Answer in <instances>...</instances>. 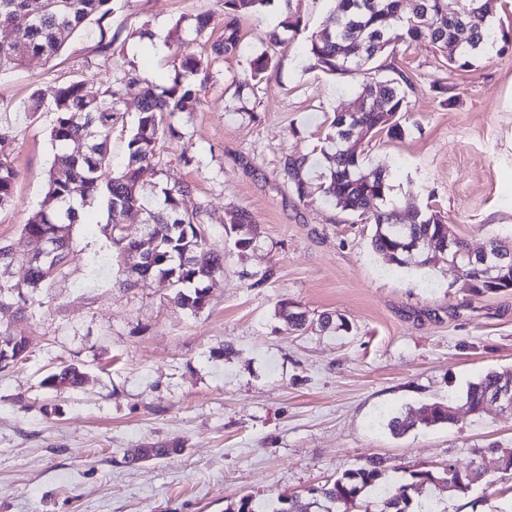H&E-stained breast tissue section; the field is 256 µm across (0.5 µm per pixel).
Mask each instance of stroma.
Segmentation results:
<instances>
[{"instance_id":"1","label":"stroma","mask_w":512,"mask_h":512,"mask_svg":"<svg viewBox=\"0 0 512 512\" xmlns=\"http://www.w3.org/2000/svg\"><path fill=\"white\" fill-rule=\"evenodd\" d=\"M333 9L332 0H272L260 13L227 10L224 0H113V56L98 53L91 23L53 61L0 74V129L13 137L19 172L12 204L0 209V246L16 256L0 282L29 295L7 322L26 338L27 359L0 370V512H225L245 497L276 506L370 457L397 483L419 466L466 468L472 449L491 442L512 448V412L492 408L479 417L462 408L454 424L402 437L384 424L401 407L457 401L485 372L512 369V291L472 295L456 268L421 266L416 253L396 267L372 251V225L316 190L299 198L281 173L284 156L319 146L359 85L308 68L310 37L333 27ZM289 10L301 18L295 34L279 28ZM200 14L211 23L199 35ZM492 26L491 52L464 69L425 42L384 55L381 77L408 80L405 133L358 149L365 168L388 172L396 206L440 213L474 252L491 235L512 238V0H498ZM231 36L237 48L211 64L194 111L177 113L160 139V169L141 176L148 186L188 185L184 208L200 210L223 253L207 308H182L151 278L124 287L99 199L71 227L74 260L29 292L22 259L36 245L24 226L56 153V90L79 80L93 92L127 71L166 87L175 38L204 55ZM265 50L274 69L247 83L249 60ZM36 92L43 109L32 115ZM140 93L125 90L112 127L117 169ZM241 211L259 232L245 251L225 233ZM284 300L350 329L297 330L276 315ZM66 365L85 372L82 388L43 386ZM133 448L171 454L124 464ZM495 479L487 499L478 489L468 499L442 486L429 493L439 512H512V473Z\"/></svg>"}]
</instances>
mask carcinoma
<instances>
[{
	"instance_id": "carcinoma-1",
	"label": "carcinoma",
	"mask_w": 512,
	"mask_h": 512,
	"mask_svg": "<svg viewBox=\"0 0 512 512\" xmlns=\"http://www.w3.org/2000/svg\"><path fill=\"white\" fill-rule=\"evenodd\" d=\"M270 0H224V8L260 12ZM497 0H417L415 13L404 18L395 13L402 0H336V27L322 30L310 39L308 69L342 76H361L359 90L349 102L353 116L335 115L323 139L320 152L327 162L323 182L319 185L322 197L344 211H350L366 224L375 227L371 237L372 251L390 258V262L405 265L404 250L399 245L410 240L421 241L420 264L429 265L433 256L428 244L442 231L448 230L444 217L434 212L429 215L418 209L377 207L370 209L373 200L387 201L391 190L386 172L362 167L359 156L345 150L347 133L361 127L370 135L386 134L400 138L404 133L401 112L405 108V94L401 83L405 78L381 79L376 59L399 45L428 41L437 47H448L455 38L450 23L458 15L469 12L494 14ZM112 14V0H47L38 14L31 13L29 0H0V72L23 66L29 57L51 61L70 37L87 21L96 23L101 53L112 52L114 39H106L104 22ZM492 38V32L476 24L463 35L458 57L449 63L459 68L470 65V58L483 51ZM237 40L229 37L210 46V58L216 62L236 49ZM179 66L172 85L156 92L143 90L139 115L126 143V162L116 171L112 169L110 140L113 121L121 111V85L128 87L146 82L138 75L125 74L119 80H107L100 91L86 90L84 83L73 80L60 87L52 104L56 115L50 137L58 153L47 174V191L40 210L32 216L24 230L47 239H62L70 235V227L80 221V209L70 197L71 186L80 184L88 200L102 198L106 202L107 219L104 230L112 252L121 260L130 249H143L147 260L141 271L125 274L123 284L134 285L138 279L153 277L174 293L178 303L194 313L203 311L209 302L205 282L224 271V255L214 250L207 236L200 212L183 209L182 197L187 191L183 185L146 187L139 182L147 167L159 164L157 146L165 133L174 132L170 119L178 112L193 109L199 101L203 84L187 80L201 69V58L180 42L176 47ZM274 68L272 56L266 52L250 61V77L261 81ZM11 138L0 132V208L10 204L19 173L11 161ZM309 155H287L283 161L284 176L290 180L302 199L310 195L306 173ZM147 215L152 235L145 243L128 241L116 225L130 211ZM229 232L235 234V246L246 250L258 240L257 225L245 213H238L231 221ZM488 250L507 256L505 279L512 282V247L494 236L487 242ZM455 253L462 277L469 282V291L482 296L494 292L485 287L483 270L477 259L471 257L466 240L456 237ZM73 260L70 243L41 260L29 269L28 286L32 291L50 287L51 282ZM28 299L13 296V288L0 283V316L23 312ZM276 315L297 329L314 325L321 330H348L329 315L317 319L303 311L294 310L286 300L279 303ZM512 379L511 370H490L468 384L462 403L472 412L485 411L486 398L495 392L505 378ZM85 372L68 365L43 379L49 388L78 389L85 384ZM453 406L435 402L418 410L405 406L394 412L387 428L395 436H404L411 430L444 426L457 421ZM175 452L173 448H145L138 459L124 457L132 465L162 458ZM478 458L474 466L459 469L448 463L442 467L417 468L405 482L386 481L384 462L371 457L355 468L345 470L334 481L312 488L308 495L295 497L272 512H350L355 507L365 512H412L415 499L431 485L448 483V488L466 497L481 484L490 471L512 470V449L490 443L484 448L472 449Z\"/></svg>"
}]
</instances>
